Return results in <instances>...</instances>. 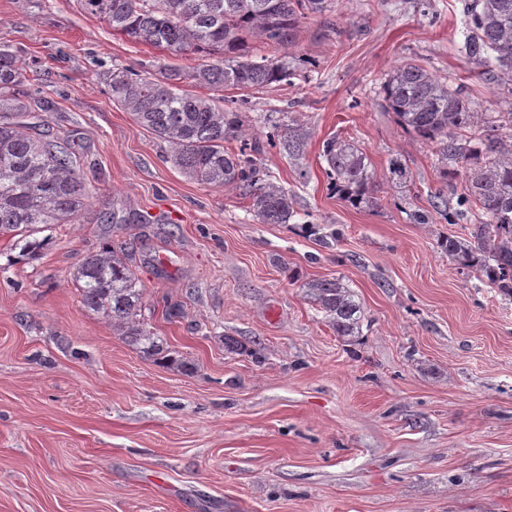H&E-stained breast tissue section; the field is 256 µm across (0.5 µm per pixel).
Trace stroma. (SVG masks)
I'll list each match as a JSON object with an SVG mask.
<instances>
[{
  "instance_id": "stroma-1",
  "label": "stroma",
  "mask_w": 512,
  "mask_h": 512,
  "mask_svg": "<svg viewBox=\"0 0 512 512\" xmlns=\"http://www.w3.org/2000/svg\"><path fill=\"white\" fill-rule=\"evenodd\" d=\"M464 0H330L288 50L293 85L249 94L245 129L309 134L292 159L265 146L297 224H261L238 190L197 183L167 143L112 102L101 75L165 51L112 32L76 0H0V38L47 74L39 122L80 146L90 207L33 259L0 237V512H512V299L461 269L418 224L453 187L437 150L383 106L410 61L465 85L477 112L503 98L462 51ZM353 140L377 204L331 194L322 143ZM405 161L407 185L387 180ZM119 221L103 224L99 214ZM137 239L142 316L193 367L176 372L86 311L71 272ZM341 279L364 308L343 342L299 284ZM185 315L169 320L168 305ZM233 338L259 358L225 349Z\"/></svg>"
}]
</instances>
